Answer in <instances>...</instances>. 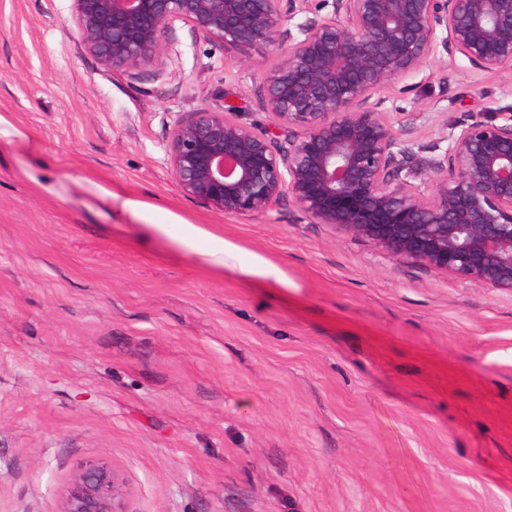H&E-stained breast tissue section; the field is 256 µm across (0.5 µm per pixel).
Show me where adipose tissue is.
<instances>
[{
	"label": "adipose tissue",
	"mask_w": 512,
	"mask_h": 512,
	"mask_svg": "<svg viewBox=\"0 0 512 512\" xmlns=\"http://www.w3.org/2000/svg\"><path fill=\"white\" fill-rule=\"evenodd\" d=\"M124 208L139 217L146 227L157 235L174 236L176 243L185 252L198 255L208 265L224 269L228 268L246 280L260 279L270 286H285L286 280L279 267L261 257L242 258L239 249L224 241L223 237L207 231L198 225L180 222L178 227L170 223L158 221L156 206L137 200H125Z\"/></svg>",
	"instance_id": "ef3b65f1"
}]
</instances>
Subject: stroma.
I'll list each match as a JSON object with an SVG mask.
<instances>
[{
	"label": "stroma",
	"mask_w": 512,
	"mask_h": 512,
	"mask_svg": "<svg viewBox=\"0 0 512 512\" xmlns=\"http://www.w3.org/2000/svg\"><path fill=\"white\" fill-rule=\"evenodd\" d=\"M72 0H0V512H58L73 475L125 512H512V292L314 223L291 198L227 215L183 195L169 132L264 109V49L176 20L140 75L84 52ZM386 117L512 102V77L437 56ZM105 188L118 201L101 202ZM157 206L277 264L273 290L153 235ZM123 207L130 210L137 217H139L146 227L153 230L157 235L162 237H169L171 234V223L159 222L156 219V213L159 208L148 203L127 199L123 202ZM123 497V482L113 468L88 463L65 490L59 512H125Z\"/></svg>",
	"instance_id": "1"
}]
</instances>
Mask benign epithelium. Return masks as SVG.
Returning a JSON list of instances; mask_svg holds the SVG:
<instances>
[{
    "label": "benign epithelium",
    "mask_w": 512,
    "mask_h": 512,
    "mask_svg": "<svg viewBox=\"0 0 512 512\" xmlns=\"http://www.w3.org/2000/svg\"><path fill=\"white\" fill-rule=\"evenodd\" d=\"M72 2L80 46L116 71L158 62L174 20L277 57L260 75L264 105L281 127L303 134L283 147L231 106L191 113L169 141L185 196L231 215L263 214L288 196L318 224L512 292V103L464 109L436 123V140L423 144L393 129L382 96L440 49L464 56L477 74L511 76L512 0H332L331 15L298 25L296 37L283 26L310 0ZM123 497L113 468L88 463L59 512H124Z\"/></svg>",
    "instance_id": "1"
}]
</instances>
